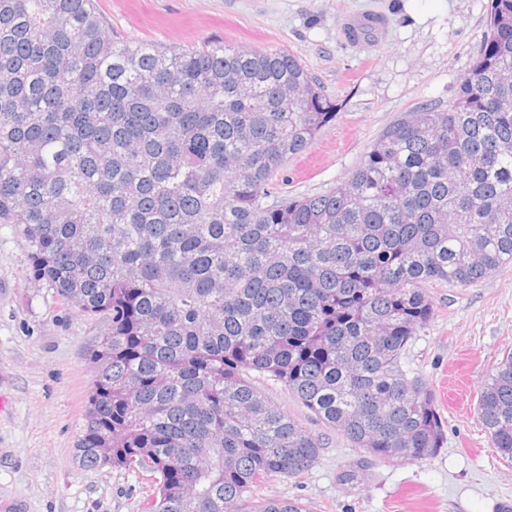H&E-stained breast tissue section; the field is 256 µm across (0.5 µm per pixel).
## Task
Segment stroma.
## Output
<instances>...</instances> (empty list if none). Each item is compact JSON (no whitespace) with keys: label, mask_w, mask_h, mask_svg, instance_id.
Masks as SVG:
<instances>
[{"label":"stroma","mask_w":512,"mask_h":512,"mask_svg":"<svg viewBox=\"0 0 512 512\" xmlns=\"http://www.w3.org/2000/svg\"><path fill=\"white\" fill-rule=\"evenodd\" d=\"M489 0H96L118 39L167 46L210 41L284 48L317 80L335 118L278 172L283 197L330 191L385 130L422 108L444 110L485 40ZM358 14L385 17L374 41L354 39ZM435 312L404 367L432 390L442 448L384 460L354 448L282 384L266 400L321 443L302 477L275 478L254 499H295L307 512H498L512 504V464L477 418L481 389L512 350V263L480 283L429 289ZM108 323L63 302L37 277L19 227L0 223V512H146L134 472L74 459L93 381L90 352Z\"/></svg>","instance_id":"1"}]
</instances>
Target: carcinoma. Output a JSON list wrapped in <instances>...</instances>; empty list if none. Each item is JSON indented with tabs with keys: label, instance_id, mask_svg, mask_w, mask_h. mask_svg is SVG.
<instances>
[{
	"label": "carcinoma",
	"instance_id": "cac0c4a2",
	"mask_svg": "<svg viewBox=\"0 0 512 512\" xmlns=\"http://www.w3.org/2000/svg\"><path fill=\"white\" fill-rule=\"evenodd\" d=\"M335 117L286 49L164 48L113 38L93 0H0V223L64 302L108 320L74 456L150 473L148 512H240L315 465L319 440L250 373L375 457L444 444L402 359L429 287L512 262V0H490L448 109L390 126L329 192L275 198ZM477 416L512 462L511 351Z\"/></svg>",
	"mask_w": 512,
	"mask_h": 512
}]
</instances>
